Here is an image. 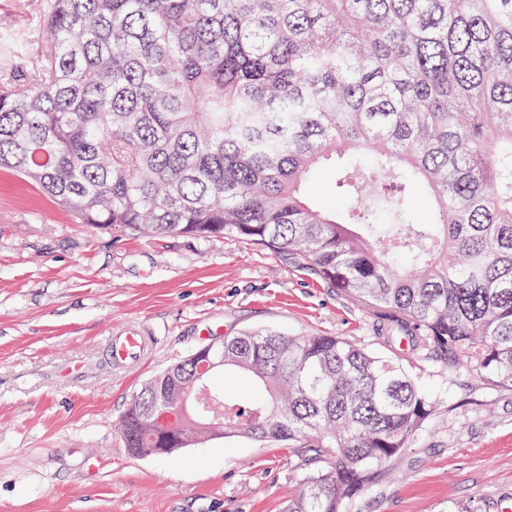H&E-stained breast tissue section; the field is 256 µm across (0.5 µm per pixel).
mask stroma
<instances>
[{
    "label": "stroma",
    "instance_id": "obj_1",
    "mask_svg": "<svg viewBox=\"0 0 512 512\" xmlns=\"http://www.w3.org/2000/svg\"><path fill=\"white\" fill-rule=\"evenodd\" d=\"M47 0H0V37L40 49ZM143 327L142 367L115 371L108 335ZM244 330L372 342L365 312L234 237L107 234L0 170V512H283L307 452L246 437L166 458L126 451L119 421L175 360ZM437 409L345 512L512 507V389L410 362Z\"/></svg>",
    "mask_w": 512,
    "mask_h": 512
}]
</instances>
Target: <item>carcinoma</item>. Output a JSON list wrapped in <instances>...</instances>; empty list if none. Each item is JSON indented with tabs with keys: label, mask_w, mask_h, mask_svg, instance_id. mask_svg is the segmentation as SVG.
Listing matches in <instances>:
<instances>
[{
	"label": "carcinoma",
	"mask_w": 512,
	"mask_h": 512,
	"mask_svg": "<svg viewBox=\"0 0 512 512\" xmlns=\"http://www.w3.org/2000/svg\"><path fill=\"white\" fill-rule=\"evenodd\" d=\"M26 56L19 39L0 65V170L98 230L264 249L361 307L379 345L196 349L123 413L130 454L305 448L284 512H343L435 412L405 358L512 388V0H50ZM338 159L358 220L304 193Z\"/></svg>",
	"instance_id": "cac0c4a2"
}]
</instances>
